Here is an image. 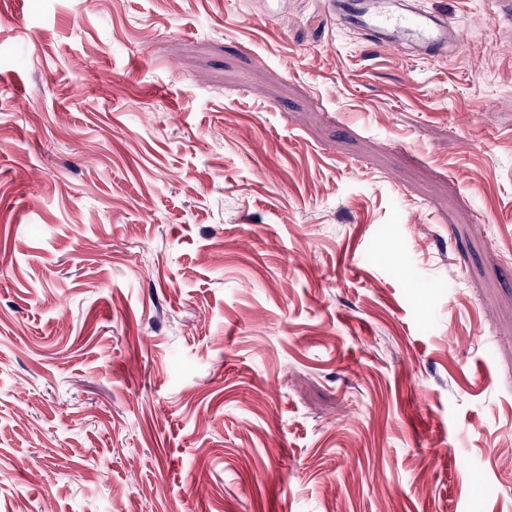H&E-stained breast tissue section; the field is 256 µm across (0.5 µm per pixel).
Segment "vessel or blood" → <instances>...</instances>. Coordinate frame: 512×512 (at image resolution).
I'll list each match as a JSON object with an SVG mask.
<instances>
[{"label":"vessel or blood","instance_id":"1","mask_svg":"<svg viewBox=\"0 0 512 512\" xmlns=\"http://www.w3.org/2000/svg\"><path fill=\"white\" fill-rule=\"evenodd\" d=\"M330 5L348 25L372 33L377 45L399 53L413 48L433 59L445 54L449 43L463 41L462 31L449 30L445 21L405 0H330Z\"/></svg>","mask_w":512,"mask_h":512}]
</instances>
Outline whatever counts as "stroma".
I'll use <instances>...</instances> for the list:
<instances>
[{
	"label": "stroma",
	"instance_id": "1",
	"mask_svg": "<svg viewBox=\"0 0 512 512\" xmlns=\"http://www.w3.org/2000/svg\"><path fill=\"white\" fill-rule=\"evenodd\" d=\"M0 0V512H512V25ZM336 14L351 27L368 31L375 44L402 53L409 48L425 59L438 58L448 51V40L460 47L461 30L448 25L429 11L416 10L398 0H331Z\"/></svg>",
	"mask_w": 512,
	"mask_h": 512
}]
</instances>
